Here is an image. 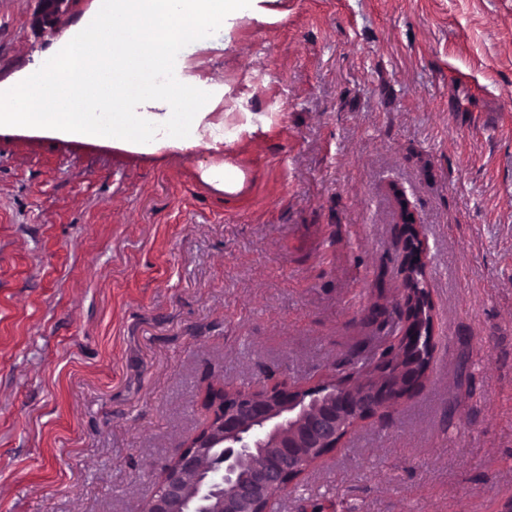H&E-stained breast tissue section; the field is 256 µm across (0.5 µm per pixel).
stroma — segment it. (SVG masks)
<instances>
[{
    "label": "stroma",
    "instance_id": "35a3bbf8",
    "mask_svg": "<svg viewBox=\"0 0 512 512\" xmlns=\"http://www.w3.org/2000/svg\"><path fill=\"white\" fill-rule=\"evenodd\" d=\"M100 2L0 0V86ZM206 78L217 157L0 131V512H143L210 391L341 376L411 229L427 377L272 512H512V0H255Z\"/></svg>",
    "mask_w": 512,
    "mask_h": 512
}]
</instances>
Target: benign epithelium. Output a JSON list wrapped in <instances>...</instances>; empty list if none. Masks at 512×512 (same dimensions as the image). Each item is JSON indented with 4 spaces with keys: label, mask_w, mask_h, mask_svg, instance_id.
Masks as SVG:
<instances>
[{
    "label": "benign epithelium",
    "mask_w": 512,
    "mask_h": 512,
    "mask_svg": "<svg viewBox=\"0 0 512 512\" xmlns=\"http://www.w3.org/2000/svg\"><path fill=\"white\" fill-rule=\"evenodd\" d=\"M37 22L44 28L64 0H40ZM401 323L426 295L404 290ZM399 400L396 392L363 379L360 393L332 383L299 387L276 383L262 390L224 388L208 397L210 417L159 481L147 512H271L273 502L316 460L325 444L377 415L382 405ZM264 465L245 471L254 454Z\"/></svg>",
    "instance_id": "benign-epithelium-1"
}]
</instances>
